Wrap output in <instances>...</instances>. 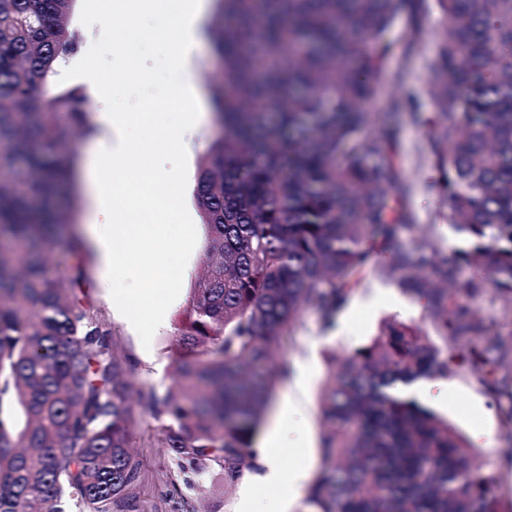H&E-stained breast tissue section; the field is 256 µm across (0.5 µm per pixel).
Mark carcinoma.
Wrapping results in <instances>:
<instances>
[{
	"instance_id": "1",
	"label": "carcinoma",
	"mask_w": 512,
	"mask_h": 512,
	"mask_svg": "<svg viewBox=\"0 0 512 512\" xmlns=\"http://www.w3.org/2000/svg\"><path fill=\"white\" fill-rule=\"evenodd\" d=\"M73 3L0 0V512H136L143 410L182 471L240 479L288 372L280 341L307 308L331 328L370 272L425 300L434 332L390 317L365 346L328 353L309 512H512L455 425L391 392L468 360L512 457V328L476 302L507 298L512 324V0H438L423 124L465 243L452 266L408 208L400 97L376 109L392 25L423 32L417 0H216L206 33L224 72L205 84L224 134L198 168L205 253L162 396L114 354L83 244L63 265L53 255L69 221L54 200L72 195L89 133L81 88L50 87L76 49Z\"/></svg>"
}]
</instances>
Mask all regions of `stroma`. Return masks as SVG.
I'll use <instances>...</instances> for the list:
<instances>
[{
	"mask_svg": "<svg viewBox=\"0 0 512 512\" xmlns=\"http://www.w3.org/2000/svg\"><path fill=\"white\" fill-rule=\"evenodd\" d=\"M419 8L426 14L421 36L411 37L408 23L403 19L397 20L391 30L394 50L380 79V97L385 100L395 90H402L413 100L414 111L427 113L433 109L429 73L434 42L444 28V20L437 0H421ZM66 23L75 34L78 46H95L100 70L113 71L121 67V60L112 54L111 22L103 0H75ZM139 54L151 73L150 78L125 84L113 96L88 100V113L112 107L123 112L167 111L165 93L173 82V75L165 55L154 46L140 47ZM399 72L404 75V83L398 87L393 77ZM411 113L402 111L398 118L400 161L410 185L408 204L415 223L425 225L430 239L440 248L441 258L450 259L464 243L448 222L440 175L427 161L426 130L413 120ZM218 133V127L209 124L193 128L186 133L184 144L176 153L159 158L161 167L179 171L183 190L177 204L193 215L198 212L195 189L199 164ZM203 252L204 236L199 233L192 241L180 244L177 258H170L166 248L157 247L139 261L136 283L141 287L154 281L158 268L172 265L178 271L176 278L165 283V303L129 307L130 315L159 322L146 346L125 319L115 313L111 289L98 287L93 282L88 285L100 316L112 328L115 354L135 367L132 379L139 390H152L161 395L171 383L175 358L170 348L174 318L195 286ZM393 316L408 324H420L424 321L425 307L413 295L405 293L395 279L376 274L367 276L342 310L340 318L345 323L344 330H323L315 310L305 311L292 338L282 344L280 357L289 363L291 374L278 385L274 408L255 442L257 451L251 457L254 468L245 471L235 482L225 481L217 469L200 477H187L169 449L159 445L158 432L150 415L138 414L132 426V442L140 463V476L131 490L137 512H275L283 493L279 486L264 482L262 454L278 457L286 473L301 469L311 476L319 470L318 396L327 379L325 353L333 347L353 350L365 345L380 323ZM447 383L448 398L438 404V412L447 415L466 437H473L480 431L489 432L491 447L476 445V457L494 463L501 478L502 494L511 496L512 461L498 453L502 437L494 397L465 370L449 376ZM285 413L306 432V449L277 448L270 443V433Z\"/></svg>",
	"mask_w": 512,
	"mask_h": 512,
	"instance_id": "obj_1",
	"label": "stroma"
}]
</instances>
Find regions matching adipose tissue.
Instances as JSON below:
<instances>
[{"label":"adipose tissue","instance_id":"obj_1","mask_svg":"<svg viewBox=\"0 0 512 512\" xmlns=\"http://www.w3.org/2000/svg\"><path fill=\"white\" fill-rule=\"evenodd\" d=\"M107 8L114 28L126 34L112 48L124 57L128 73L143 72L139 45L153 43L165 50L168 65L180 80L168 99L182 114L172 126L161 112L105 111L90 121L85 193L91 222L86 234L98 256L102 284L120 289L139 254L162 241L178 246L195 232L194 225L171 207L166 223L156 221L158 205L167 204L178 191L172 175L158 172L141 197L121 189L119 174L133 168L148 172L162 146H177L188 128L210 122L209 103L190 62L202 48L213 5L211 0H109ZM135 126L142 131L137 139L130 135Z\"/></svg>","mask_w":512,"mask_h":512}]
</instances>
